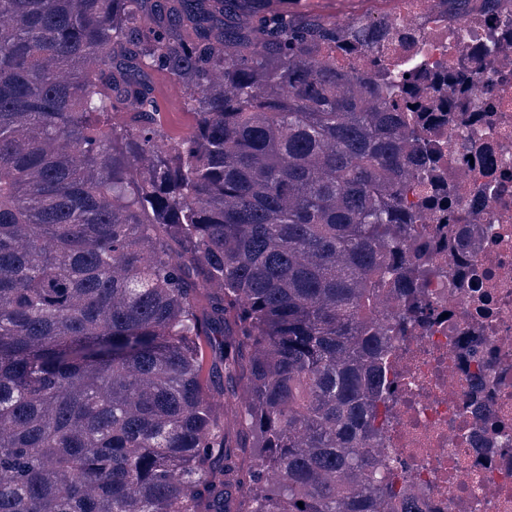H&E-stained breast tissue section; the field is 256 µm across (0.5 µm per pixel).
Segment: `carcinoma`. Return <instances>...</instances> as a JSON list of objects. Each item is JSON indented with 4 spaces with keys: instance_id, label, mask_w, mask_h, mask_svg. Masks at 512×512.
Instances as JSON below:
<instances>
[{
    "instance_id": "cac0c4a2",
    "label": "carcinoma",
    "mask_w": 512,
    "mask_h": 512,
    "mask_svg": "<svg viewBox=\"0 0 512 512\" xmlns=\"http://www.w3.org/2000/svg\"><path fill=\"white\" fill-rule=\"evenodd\" d=\"M385 20L0 0V512H392L380 308L423 311L430 152L403 73L336 68ZM155 94L162 109V126L172 141H180L189 135L193 117L187 112L182 91L164 76L156 75L153 79Z\"/></svg>"
}]
</instances>
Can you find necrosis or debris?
Here are the masks:
<instances>
[{
    "label": "necrosis or debris",
    "instance_id": "obj_1",
    "mask_svg": "<svg viewBox=\"0 0 512 512\" xmlns=\"http://www.w3.org/2000/svg\"><path fill=\"white\" fill-rule=\"evenodd\" d=\"M388 42L336 48L381 81L416 67L409 103L436 142L413 234L437 248L389 360L388 422L374 445L418 512H512V0H396ZM471 287H456L458 274ZM488 364L472 365L471 341Z\"/></svg>",
    "mask_w": 512,
    "mask_h": 512
}]
</instances>
